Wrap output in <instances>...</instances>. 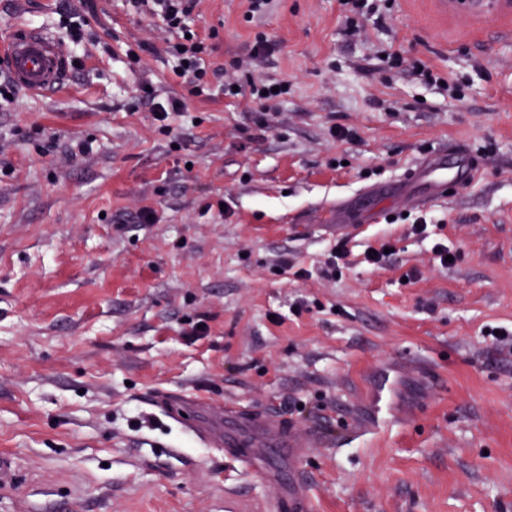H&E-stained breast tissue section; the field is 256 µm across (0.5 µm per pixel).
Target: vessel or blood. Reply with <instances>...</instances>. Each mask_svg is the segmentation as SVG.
I'll return each mask as SVG.
<instances>
[{
  "label": "vessel or blood",
  "mask_w": 512,
  "mask_h": 512,
  "mask_svg": "<svg viewBox=\"0 0 512 512\" xmlns=\"http://www.w3.org/2000/svg\"><path fill=\"white\" fill-rule=\"evenodd\" d=\"M6 54L16 86L24 93L38 94L60 86L67 78L72 51L60 38L36 28L16 30L0 43ZM480 160L466 149L451 146L432 151L397 184L387 189V196L408 205H423L446 198L449 184L468 181L479 167ZM170 398L161 394L155 405L171 422L186 427L198 439L231 448L236 461L250 471L258 464L251 447L283 448L293 462H301L311 445L309 435L296 431L279 413L255 414L243 408L211 410L206 399L192 394L183 402L192 413L185 419L169 407ZM309 499L304 489L282 485L281 493L272 502L271 512H307Z\"/></svg>",
  "instance_id": "obj_1"
}]
</instances>
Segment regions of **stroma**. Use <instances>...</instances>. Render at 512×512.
<instances>
[{
    "label": "stroma",
    "mask_w": 512,
    "mask_h": 512,
    "mask_svg": "<svg viewBox=\"0 0 512 512\" xmlns=\"http://www.w3.org/2000/svg\"><path fill=\"white\" fill-rule=\"evenodd\" d=\"M91 2L66 88L0 99V512L274 500L223 449L157 420L156 392L313 430L302 465L268 460L310 512H512V349L490 335L512 331V5L387 0L353 37L343 0H272L253 18L248 0H200L188 26L210 68L256 35L271 46L252 72L288 94L262 128L223 77L196 94L175 75L161 20ZM60 3L0 0V38L65 37ZM146 83L185 109L156 121ZM448 144L481 173L431 205L379 200L327 275L326 211ZM144 207L155 223H138ZM386 242L390 260L367 263Z\"/></svg>",
    "instance_id": "1"
}]
</instances>
